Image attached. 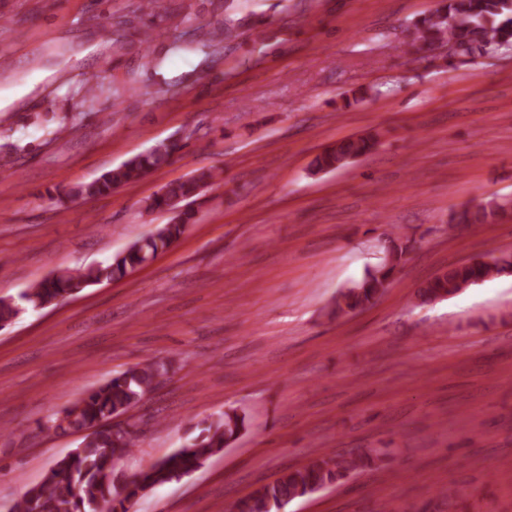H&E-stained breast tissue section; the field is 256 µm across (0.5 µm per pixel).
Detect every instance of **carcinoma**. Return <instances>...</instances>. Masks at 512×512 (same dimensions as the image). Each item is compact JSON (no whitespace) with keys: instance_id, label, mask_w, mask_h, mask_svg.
I'll return each mask as SVG.
<instances>
[{"instance_id":"1","label":"carcinoma","mask_w":512,"mask_h":512,"mask_svg":"<svg viewBox=\"0 0 512 512\" xmlns=\"http://www.w3.org/2000/svg\"><path fill=\"white\" fill-rule=\"evenodd\" d=\"M414 42L433 46L452 43L462 52H495L512 47V0H440L435 11L417 21ZM379 133L368 132L326 148L314 162L317 171H332L347 165L345 158L370 153ZM180 149L174 142H158L146 152L131 157L99 178L83 183L61 195L59 203L72 198H92L133 183L145 174L169 163ZM217 180L215 169H200L171 181L163 192L145 201L149 211H165L173 200L186 208L169 222L136 240L110 262L86 268L65 269L53 279L31 284L16 298H0V328L11 324L18 314L37 306L55 304L92 284L110 281L143 266L158 253L170 248L196 222L191 207L203 188ZM506 208L489 198L466 206L451 218L452 224H485ZM408 245L393 247L389 257L364 271L362 278L340 289L331 316L340 317L372 304L382 293L394 269L405 260ZM512 274V254L488 255L438 273L417 291L420 303L454 295L490 278ZM165 363L141 362L107 380L87 393L63 414L38 425L42 432L83 431L78 447L59 458L43 479L29 486L10 504L7 512H127L125 504L158 486L179 480L200 464L247 432L246 414L230 409L196 425L198 432L176 451L156 460L129 482H118L117 465L131 453L136 443L131 430L115 435L102 426L114 415L125 413L156 390L158 378H166ZM382 459L379 448L356 449L315 457L295 470L282 473L275 482L256 489L237 505V512H280L289 502L316 489L326 488Z\"/></svg>"}]
</instances>
